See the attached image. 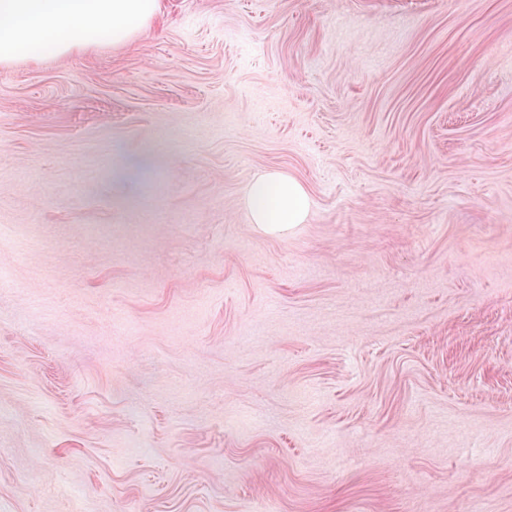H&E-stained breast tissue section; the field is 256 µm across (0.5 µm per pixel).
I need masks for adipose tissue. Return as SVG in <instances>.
<instances>
[{"label": "adipose tissue", "mask_w": 512, "mask_h": 512, "mask_svg": "<svg viewBox=\"0 0 512 512\" xmlns=\"http://www.w3.org/2000/svg\"><path fill=\"white\" fill-rule=\"evenodd\" d=\"M161 10L160 0H0V64L42 49L69 53L107 40L129 42ZM253 223L284 234L304 223L311 199L284 175L263 173L248 189Z\"/></svg>", "instance_id": "adipose-tissue-1"}]
</instances>
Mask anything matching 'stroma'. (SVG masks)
Listing matches in <instances>:
<instances>
[{
  "instance_id": "obj_1",
  "label": "stroma",
  "mask_w": 512,
  "mask_h": 512,
  "mask_svg": "<svg viewBox=\"0 0 512 512\" xmlns=\"http://www.w3.org/2000/svg\"><path fill=\"white\" fill-rule=\"evenodd\" d=\"M162 5L0 71V512H512V0ZM247 205L253 224L285 234L305 222L311 199L300 182L280 174L262 173L249 186Z\"/></svg>"
}]
</instances>
